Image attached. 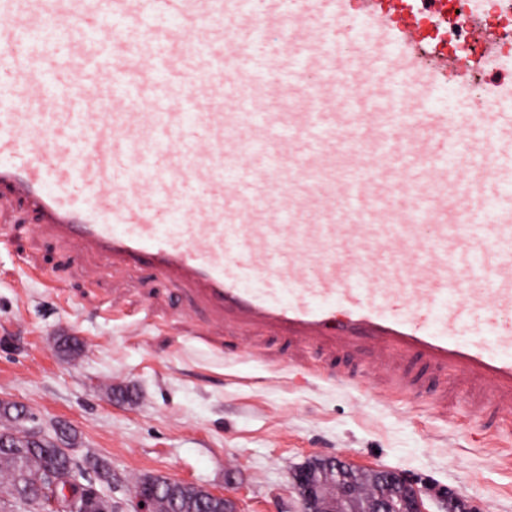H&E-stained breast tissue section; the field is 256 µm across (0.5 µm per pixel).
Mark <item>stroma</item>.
Instances as JSON below:
<instances>
[{"instance_id":"1","label":"stroma","mask_w":512,"mask_h":512,"mask_svg":"<svg viewBox=\"0 0 512 512\" xmlns=\"http://www.w3.org/2000/svg\"><path fill=\"white\" fill-rule=\"evenodd\" d=\"M71 248L0 211V404L21 408L15 435L42 430L112 473L114 499L164 475L230 496L236 512H298L290 472L337 457L402 472L425 512L454 490L479 512H512V426L484 436L456 400L447 418L288 369V343L257 337L262 356L152 270L90 278ZM52 271L56 291L28 278Z\"/></svg>"}]
</instances>
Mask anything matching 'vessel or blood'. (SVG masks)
I'll list each match as a JSON object with an SVG mask.
<instances>
[{
	"mask_svg": "<svg viewBox=\"0 0 512 512\" xmlns=\"http://www.w3.org/2000/svg\"><path fill=\"white\" fill-rule=\"evenodd\" d=\"M346 2L0 0V210L320 379L511 424L512 114L436 105L472 64L432 0Z\"/></svg>",
	"mask_w": 512,
	"mask_h": 512,
	"instance_id": "1",
	"label": "vessel or blood"
}]
</instances>
